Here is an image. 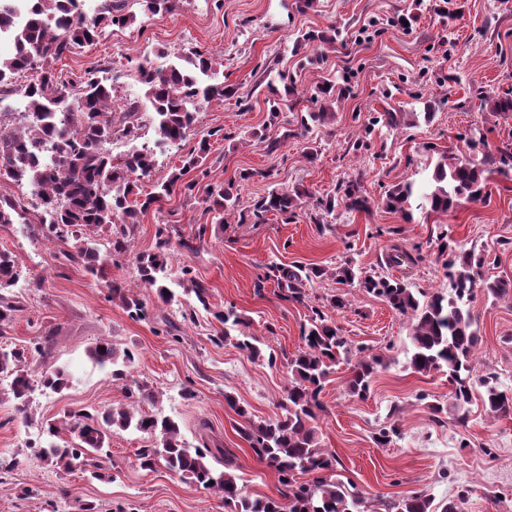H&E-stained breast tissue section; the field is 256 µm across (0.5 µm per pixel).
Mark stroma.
Listing matches in <instances>:
<instances>
[{
	"instance_id": "35a3bbf8",
	"label": "stroma",
	"mask_w": 512,
	"mask_h": 512,
	"mask_svg": "<svg viewBox=\"0 0 512 512\" xmlns=\"http://www.w3.org/2000/svg\"><path fill=\"white\" fill-rule=\"evenodd\" d=\"M132 25L107 27L93 45L55 61L62 80L79 81L102 59L112 63L116 98L139 92L131 74L137 61L168 64L173 53L198 50L220 58L225 84L236 90L220 103L202 105L181 146L160 156L150 183L184 170L196 181L193 195L174 194L133 225V249H152L158 225L186 235L199 225L207 232L197 252L178 251L173 274L190 270L209 288L210 309L195 297L165 305L142 289L146 315L130 318L109 297L108 286L137 281L129 262L110 260L112 245L99 238L106 258L102 276L87 274L65 257L66 245L44 241L23 224L0 226V249L17 255L24 272L41 285L22 289L23 309L0 324L1 348L29 350V369H66L70 382L58 393L35 391L27 413L12 399L0 400V512H230L222 497L196 488L165 467L147 471L136 460L145 439L114 431L112 462L100 476L45 465L31 449L45 420L67 410L125 402L123 382L110 368L93 367L86 351L99 339L138 351L133 379L147 382L157 400L153 412L177 421L193 446H221L232 456L250 496H278L277 474L259 463L238 429L243 417L225 403L233 396L254 421L275 418L289 383L287 362L301 350V327L312 308L325 310L352 346L380 357L382 367L366 398L348 390L350 362L339 361L320 395L316 421L319 444L336 457V477L353 484L365 512H388L391 503L422 494L441 503L462 500V512H512V416L497 420L471 406L466 421L445 415L435 423L429 405L447 402L444 374H418L405 366L409 321L382 299L332 278L307 286L303 302L281 296L265 280L270 263L337 266L350 261L380 271L412 288L447 289L441 233L466 249L488 254L492 277L512 280V175L488 177L486 196L445 214L413 210L412 221L386 209L393 185L430 180L440 154L464 153L465 135L478 131L490 149L512 142V118L486 112L482 95H512V0H313L303 10L281 0H180L169 13L147 15L140 0H126ZM336 26L341 35L323 62L304 63L294 52L298 31ZM292 76L301 94L294 110L280 114L275 151L251 142L268 120L270 73ZM347 79L333 120L307 132L298 118L311 107L317 86ZM393 112L398 124L376 123ZM210 151L203 169L184 164L200 140ZM252 177L241 188L240 206L251 205L272 187L309 190L295 217L268 215L262 224L213 223L206 185ZM357 182L368 210L337 207L325 214L319 198L339 184ZM344 295V309L328 299ZM234 306L248 322L263 352L251 357L234 340H217L222 330L214 311ZM479 325V373H491L512 393V298L476 292L470 303ZM274 354L276 365L266 356ZM394 425L397 436L378 447L374 435Z\"/></svg>"
}]
</instances>
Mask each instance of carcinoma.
Segmentation results:
<instances>
[{
    "label": "carcinoma",
    "mask_w": 512,
    "mask_h": 512,
    "mask_svg": "<svg viewBox=\"0 0 512 512\" xmlns=\"http://www.w3.org/2000/svg\"><path fill=\"white\" fill-rule=\"evenodd\" d=\"M77 0H28L27 24L11 34L12 51L0 55V101L18 95L25 102L26 112L17 119L11 112H0V169L14 183L32 188L41 208L34 234L49 241L69 244L72 259L83 263L92 274L101 271L103 261L96 247L95 234L112 239L114 253L131 257L137 271L139 288H153L157 299L168 305L176 293L169 288L170 260L174 251H195L201 246L206 225L199 226L192 236H179L172 241L166 225L158 228L155 248L135 252L127 241L128 225L139 223L140 215L156 203L176 192L192 193L197 182L182 180V173H173L153 185L152 192L141 195L143 179L155 168L154 149L133 146L128 152L113 155L106 145L114 140L135 141L139 134V114L154 113L152 128L157 146H178L183 142L195 121L200 102L211 103L235 94V88L207 82L213 75L215 61L198 51L184 53L177 61L156 67L149 59L139 62L135 78L142 85L143 95L126 97L115 112L112 66L98 63L85 71L83 80L64 82L55 75L52 63L77 48L92 45L105 33V28L126 25L135 16L124 13L125 0H103L99 13L89 18L75 12ZM336 42V35L323 30H307L296 38V47L317 46ZM283 89L268 82L270 123L279 117L280 105L297 92L293 79L279 75ZM346 89L320 86L310 101L317 109L300 115V125L307 131L322 126L333 117L336 94ZM490 112L512 116V96L483 98ZM55 141L56 160L52 163L39 158L44 141ZM467 157L446 154L437 160L432 182L422 188L412 182L399 183L384 199L387 209L406 212L413 197L417 208L446 214L463 202L483 198L486 187L484 173L488 167L504 176L512 171V143L491 152L480 136L465 139ZM308 191L274 189L254 205L250 214L239 215L238 223L265 221L266 214L276 212L294 216V210ZM212 200L214 223H228V216L239 206V184L229 181L207 188ZM321 209L331 214L342 205L351 211L368 208L367 199L359 195L353 182L342 184L337 193L319 199ZM27 223V206L21 197L0 196V224ZM440 255L446 256L445 276L449 291H438L424 301L407 283L381 273L358 270L346 262L332 272L336 283L359 288L385 301L394 311L410 319L412 354L408 367L421 374L442 372L448 378L451 406L442 403L429 405L432 419L442 422V414L453 411L463 420L473 402L475 386H480L484 414L506 417L512 414V396L500 390L494 376L480 375L476 368V347L479 342L476 321L470 302L478 290L503 298L512 293V282L491 279L484 273L488 261L484 254L467 251L457 242L440 236ZM272 276L284 296L296 301L304 297L303 288L322 278L327 270L320 266H298L294 269L270 264ZM24 278L17 257L0 250V322L10 321L21 310L19 296L12 293ZM177 285L187 295L193 294L205 310H210L209 288L183 271ZM112 300L119 301L128 315L135 319L145 315L143 303L129 286L109 285ZM224 325V339L236 331L238 348L260 357L254 337L246 332V321L229 307L213 312ZM301 338L304 348L288 363L290 384L281 405L282 413L273 419L255 422L235 400L224 396L226 404L245 418L239 428L257 460L278 474L282 485L281 498L252 497L244 491L240 477L230 472L231 462L208 460L210 449L198 448L185 442L180 427L173 419L141 409L144 403L156 400L155 391L145 382L133 381L126 386L128 402L120 407L102 410L68 411L62 417L48 420L43 432L64 441L39 448L47 465L64 470L101 468L100 458L108 454L112 429H133L151 440L138 449L137 460L143 469L151 470L162 463L170 471L204 490L220 494L232 512H360L362 497L335 478V455L318 447L313 421L321 410L319 395L338 357L342 354L356 358L348 384L351 395L365 398L370 382L381 361L376 356L363 355L364 349L350 347L339 328L316 309L310 321L303 325ZM88 358L100 367L112 365V378L127 379V374L139 360V354L117 349L104 338L92 346ZM28 353L23 349H0V376L10 379L9 392L19 412L27 413L34 380L27 369ZM69 384L66 371L55 367L41 375L40 385L59 392ZM319 474L311 483L300 482V476ZM395 512H460L454 501L433 505L425 495H415L391 505Z\"/></svg>",
    "instance_id": "1"
}]
</instances>
